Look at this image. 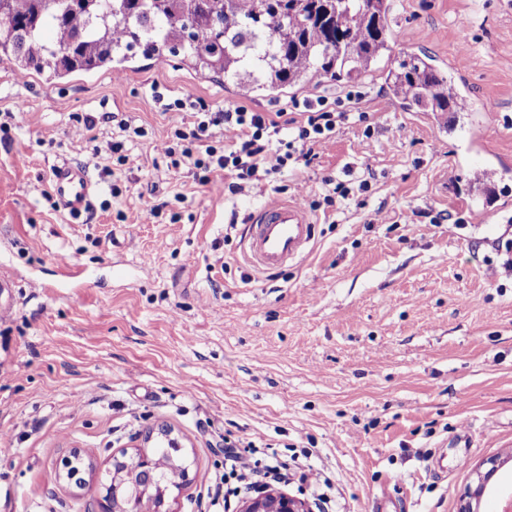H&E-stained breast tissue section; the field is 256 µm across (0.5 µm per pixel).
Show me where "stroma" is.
I'll use <instances>...</instances> for the list:
<instances>
[{
  "label": "stroma",
  "mask_w": 512,
  "mask_h": 512,
  "mask_svg": "<svg viewBox=\"0 0 512 512\" xmlns=\"http://www.w3.org/2000/svg\"><path fill=\"white\" fill-rule=\"evenodd\" d=\"M394 55L429 57L472 104L442 127L407 109L383 72L308 87L364 91L301 171L220 193L158 155L185 114L239 102L223 76L175 57L47 83L0 60V512H91L89 486L114 454L165 427L192 482L174 512L211 503L225 437L270 448L329 478L335 512H458L476 473L502 463L480 512L512 489V0H392ZM112 112L143 127L119 164L116 122L80 135L76 118ZM27 163L17 166L16 155ZM96 183L80 217L46 198L56 165ZM481 163L492 189L470 181ZM369 178L314 212L309 253L265 274L244 260L247 219L269 199L321 198L323 179ZM122 193L112 197L110 189ZM500 207L488 224L471 213ZM158 219L145 220L149 206ZM68 261L81 272L69 279ZM80 450L86 488L59 477Z\"/></svg>",
  "instance_id": "obj_1"
}]
</instances>
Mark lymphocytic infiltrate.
<instances>
[{"instance_id": "f902f5d3", "label": "lymphocytic infiltrate", "mask_w": 512, "mask_h": 512, "mask_svg": "<svg viewBox=\"0 0 512 512\" xmlns=\"http://www.w3.org/2000/svg\"><path fill=\"white\" fill-rule=\"evenodd\" d=\"M290 112H259L236 103L219 112H194L177 126L158 150L173 166L183 164L202 171L203 184L213 174H228L230 192H239L281 173L288 165H310L318 150L329 142L337 126L347 118L342 108H330L322 97L292 101ZM248 472L252 479L241 482L248 493L265 480L288 478L306 484L314 499L325 500L329 481L311 470L288 471L275 455L257 458L231 450L224 455V475L238 478Z\"/></svg>"}]
</instances>
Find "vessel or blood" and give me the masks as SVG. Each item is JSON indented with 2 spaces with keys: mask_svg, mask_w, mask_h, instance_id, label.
<instances>
[{
  "mask_svg": "<svg viewBox=\"0 0 512 512\" xmlns=\"http://www.w3.org/2000/svg\"><path fill=\"white\" fill-rule=\"evenodd\" d=\"M53 191L63 209L78 215L90 204L94 183L85 167L66 163L53 170ZM314 229L310 212L300 202L265 204L250 217L244 245L246 260L264 273L281 270L303 256Z\"/></svg>",
  "mask_w": 512,
  "mask_h": 512,
  "instance_id": "b4317fda",
  "label": "vessel or blood"
}]
</instances>
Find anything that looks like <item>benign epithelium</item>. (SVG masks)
Here are the masks:
<instances>
[{
    "instance_id": "7a95c632",
    "label": "benign epithelium",
    "mask_w": 512,
    "mask_h": 512,
    "mask_svg": "<svg viewBox=\"0 0 512 512\" xmlns=\"http://www.w3.org/2000/svg\"><path fill=\"white\" fill-rule=\"evenodd\" d=\"M140 467L136 471L128 470L123 461L113 458L109 471L111 483H101L96 502L102 512H140L139 504L146 495L156 500L153 512H173L172 504L166 501L163 490L150 494L153 484V463L145 452L139 454ZM491 468L477 473V485L465 493L460 512H474L473 502L483 495L486 484L499 470L497 461H490ZM238 512H312L309 503L301 498L272 487L259 489L256 495L242 501Z\"/></svg>"
}]
</instances>
